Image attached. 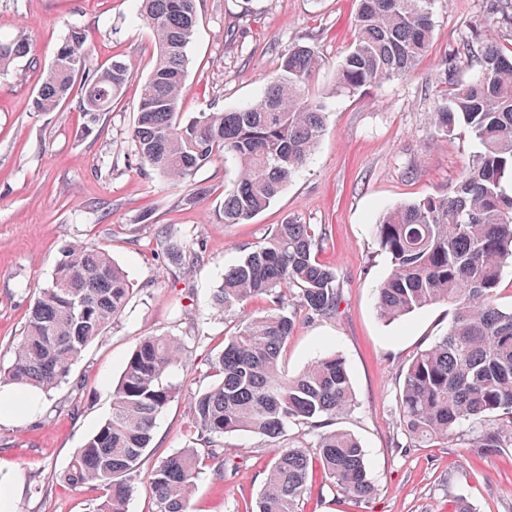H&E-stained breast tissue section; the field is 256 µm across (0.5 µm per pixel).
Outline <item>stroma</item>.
Instances as JSON below:
<instances>
[{
  "instance_id": "stroma-1",
  "label": "stroma",
  "mask_w": 512,
  "mask_h": 512,
  "mask_svg": "<svg viewBox=\"0 0 512 512\" xmlns=\"http://www.w3.org/2000/svg\"><path fill=\"white\" fill-rule=\"evenodd\" d=\"M138 7V0H0V35L21 31L31 44L0 75V364L10 361L34 293L65 244L106 246L134 284L122 317L86 349L66 383L42 394L37 412L0 417V488L14 512H91L99 502L102 486L74 487L61 476L74 449L110 416L112 389L141 337L168 335L185 345L180 366L167 375L179 393L156 420L142 471L191 444L188 405L211 384L208 362L240 320L236 312L216 315L212 293L245 249L289 217L326 226L318 258L335 270L343 300L334 318L296 321L282 367L292 375L328 352L345 358L356 402L334 426L360 440L379 485L359 503L314 469L299 512H455L460 499L473 512H512V447L474 457L402 435L396 399L403 370L446 332L448 308L382 321L375 289L389 262L373 234L387 208L452 192L475 145L462 129L436 137L429 114L450 81L473 74L466 46L478 31L489 29L510 51L512 25L489 15L486 0H436L432 47L412 73L339 96L335 72L352 42L355 0H197L186 116L257 100L289 46L310 43L324 60L312 81L328 103L317 149L270 207L227 224L222 205L233 163L215 159L190 184H171L142 169L134 153L131 133L154 52ZM74 30L84 36L90 68L115 59L134 68L123 96L92 126L75 96L55 112L31 109ZM170 240L199 243L194 267L167 261ZM224 448L238 459V473L220 484L203 467L193 512H249L262 488L272 458L267 439L232 432Z\"/></svg>"
}]
</instances>
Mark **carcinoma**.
Here are the masks:
<instances>
[{"mask_svg":"<svg viewBox=\"0 0 512 512\" xmlns=\"http://www.w3.org/2000/svg\"><path fill=\"white\" fill-rule=\"evenodd\" d=\"M197 0H141L151 29L154 60L144 82L132 146L160 177L188 183L219 156L235 163L224 186L223 218L242 224L270 206L300 172L326 131L327 103L310 92L323 59L308 44L282 55L256 101L234 109L181 112L188 50L197 28ZM435 0H357L353 42L338 64L334 93L354 94L412 72L433 36ZM28 38L0 39V71L28 56ZM76 31L59 47L32 98L35 112H54L81 85L88 122L123 93L131 70L123 60L94 71ZM470 80L452 84L430 113L435 135L464 127L478 150L469 155L451 196H426L382 213L374 235L390 271L376 288L386 322L445 304L448 329L408 363L399 387L403 435L418 443L461 448L512 446V306L498 302L505 268L512 267V52L488 38L477 52ZM322 234L288 219L224 273L212 304L229 313L266 296L261 316L245 317L224 341L210 367L214 382L191 399L196 446L162 458L148 474L154 512H190L195 479L208 462L216 482L234 476L224 434L251 432L272 441L291 424L314 435L310 447L276 449L251 512H298L313 464L348 496L376 494L360 442L325 425L354 405L346 361L326 354L301 372L282 371L280 357L297 318H334L342 301L336 272L317 257ZM175 264H192V243H169ZM133 283L98 244L75 242L61 250L51 279L35 294L23 334L0 380L49 391L69 377L87 347L124 313ZM182 343L145 336L126 362L112 394V413L75 449L63 479L97 483L104 495L93 512H127L142 457L158 415L178 393L163 382L181 363Z\"/></svg>","mask_w":512,"mask_h":512,"instance_id":"obj_1","label":"carcinoma"}]
</instances>
